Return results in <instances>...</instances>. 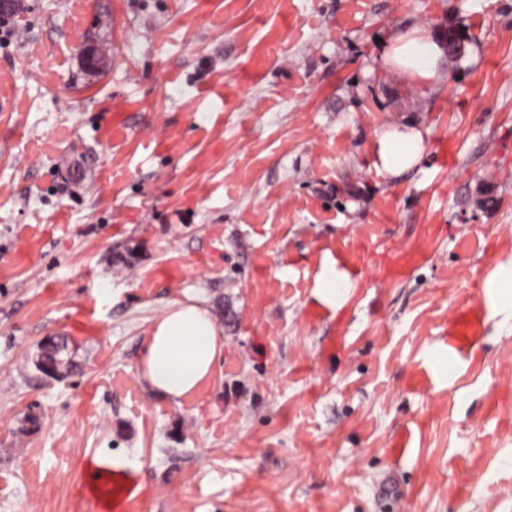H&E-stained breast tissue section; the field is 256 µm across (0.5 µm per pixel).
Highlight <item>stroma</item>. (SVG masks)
Listing matches in <instances>:
<instances>
[{
	"label": "stroma",
	"instance_id": "35a3bbf8",
	"mask_svg": "<svg viewBox=\"0 0 512 512\" xmlns=\"http://www.w3.org/2000/svg\"><path fill=\"white\" fill-rule=\"evenodd\" d=\"M407 24L469 39L433 91ZM1 97L0 512H512V0H16ZM188 291L224 360L177 404L139 363ZM457 33L467 39L461 31L449 28L447 54L442 38L421 26L395 29L386 39L381 54L382 68L414 91L434 90L444 79L448 55L462 57L451 50ZM425 130L415 124H390L375 135L371 144L373 163L378 171L398 177L415 168L426 145ZM335 261L328 257L324 262L321 273L314 284V295L330 308H336V300L343 296L347 288L346 278L336 273ZM495 301L500 313L512 312V264L502 266L500 276L495 284ZM71 348L68 338L64 336L51 337L40 345L39 362L37 369L42 375L50 378H58L55 372L61 368L71 371L73 362L69 357ZM67 358H64L63 356Z\"/></svg>",
	"mask_w": 512,
	"mask_h": 512
}]
</instances>
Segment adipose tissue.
Instances as JSON below:
<instances>
[{
  "label": "adipose tissue",
  "instance_id": "ef3b65f1",
  "mask_svg": "<svg viewBox=\"0 0 512 512\" xmlns=\"http://www.w3.org/2000/svg\"><path fill=\"white\" fill-rule=\"evenodd\" d=\"M383 69L417 92L443 81L448 55L440 37L420 26L393 30L381 54ZM425 130L415 124H391L371 144L377 170L400 176L421 161ZM224 356V331L207 304L188 295L172 302L154 321L141 354L139 376L151 392L180 401L210 381Z\"/></svg>",
  "mask_w": 512,
  "mask_h": 512
}]
</instances>
